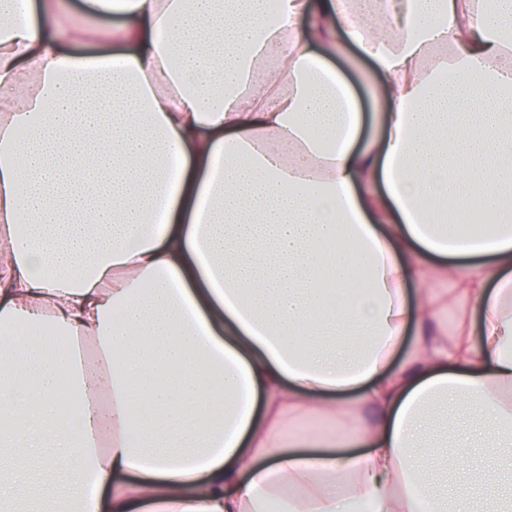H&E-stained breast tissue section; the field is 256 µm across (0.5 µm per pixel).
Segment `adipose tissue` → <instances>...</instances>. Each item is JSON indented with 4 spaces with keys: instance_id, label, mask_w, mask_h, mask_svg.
<instances>
[{
    "instance_id": "ef3b65f1",
    "label": "adipose tissue",
    "mask_w": 512,
    "mask_h": 512,
    "mask_svg": "<svg viewBox=\"0 0 512 512\" xmlns=\"http://www.w3.org/2000/svg\"><path fill=\"white\" fill-rule=\"evenodd\" d=\"M278 2L0 0V512H512V0ZM329 62L352 87L359 102L360 112H364L370 118L371 112H381L386 108L384 103L375 102L369 97L358 73L351 70L343 58H336L334 56Z\"/></svg>"
}]
</instances>
